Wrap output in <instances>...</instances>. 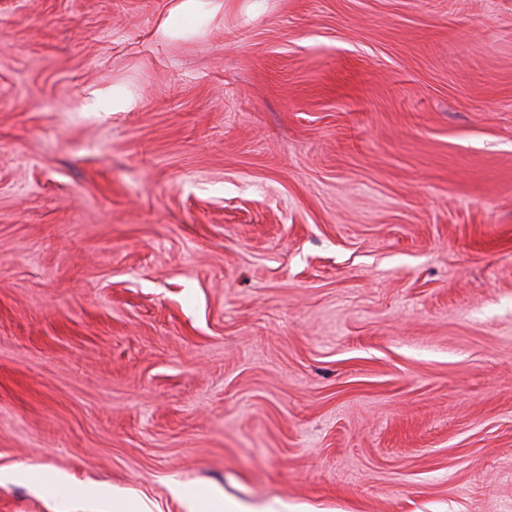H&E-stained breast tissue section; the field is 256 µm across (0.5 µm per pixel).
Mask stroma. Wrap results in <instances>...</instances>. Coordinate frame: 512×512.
Masks as SVG:
<instances>
[{
    "mask_svg": "<svg viewBox=\"0 0 512 512\" xmlns=\"http://www.w3.org/2000/svg\"><path fill=\"white\" fill-rule=\"evenodd\" d=\"M11 465L512 512V0H0Z\"/></svg>",
    "mask_w": 512,
    "mask_h": 512,
    "instance_id": "stroma-1",
    "label": "stroma"
}]
</instances>
